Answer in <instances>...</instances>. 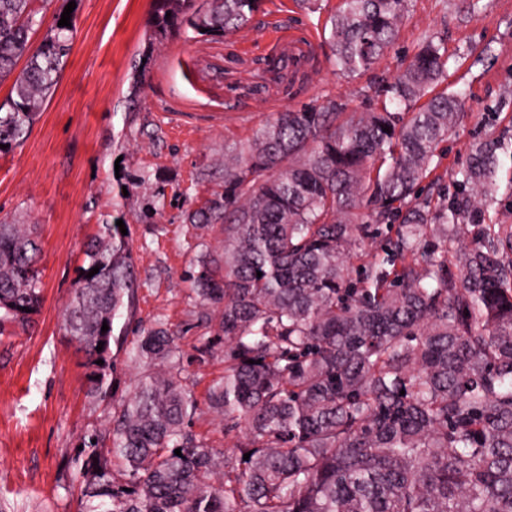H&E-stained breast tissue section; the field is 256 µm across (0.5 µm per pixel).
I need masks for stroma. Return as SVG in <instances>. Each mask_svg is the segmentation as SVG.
<instances>
[{"mask_svg": "<svg viewBox=\"0 0 512 512\" xmlns=\"http://www.w3.org/2000/svg\"><path fill=\"white\" fill-rule=\"evenodd\" d=\"M75 2L72 49L52 98L24 143L0 154V218L37 228L43 304L27 329L0 336V512H78L83 479L74 460L83 436L109 425V407L90 392L84 355L66 336L63 312L85 245L100 224L123 217L139 288L135 317L182 330L183 377L201 406L190 429L230 448L222 416L203 400L224 376L217 324L206 318L189 275L203 254L224 256V226L190 213L224 190V151L246 143L275 113L321 105L325 97L381 108L383 80L407 63L424 34L448 50V88L464 94L465 117L444 143L440 174L463 169L470 147L512 138V0H410L393 47L355 77L331 63L327 26L338 0L321 10L266 0L235 36L181 26L151 41L153 0H35L46 29ZM309 36L301 70L260 80L257 58L288 52V34ZM148 58L136 111H128L131 67ZM163 193L154 222L139 220L143 198Z\"/></svg>", "mask_w": 512, "mask_h": 512, "instance_id": "stroma-1", "label": "stroma"}]
</instances>
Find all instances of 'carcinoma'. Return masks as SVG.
Instances as JSON below:
<instances>
[{"instance_id":"carcinoma-1","label":"carcinoma","mask_w":512,"mask_h":512,"mask_svg":"<svg viewBox=\"0 0 512 512\" xmlns=\"http://www.w3.org/2000/svg\"><path fill=\"white\" fill-rule=\"evenodd\" d=\"M33 2L0 0V79L26 59L0 106L1 154L30 133L71 49V28L55 23L30 50L42 25ZM210 2L188 19L193 0H155L154 39L185 18L199 35L232 36L264 0ZM407 7L342 0L335 68L370 69ZM447 64L426 34L381 89L394 110L329 98L277 113L224 152V192L190 217L224 223V276L204 256L192 280L224 339V379L205 401L241 437L221 452L189 430L199 401L183 385L179 332L141 326L130 357L146 370L114 407L110 446L93 432L75 458L79 512H512V224L470 230L457 202L418 194L443 179L441 147L463 118L458 97L438 90ZM145 71L131 75L132 102ZM501 155L512 160V145L474 144L455 180L486 210L499 202ZM396 218V236L352 279L355 249ZM39 253L36 225L0 221V335L42 306ZM80 271L64 324L105 402L137 288L119 226L99 225Z\"/></svg>"}]
</instances>
